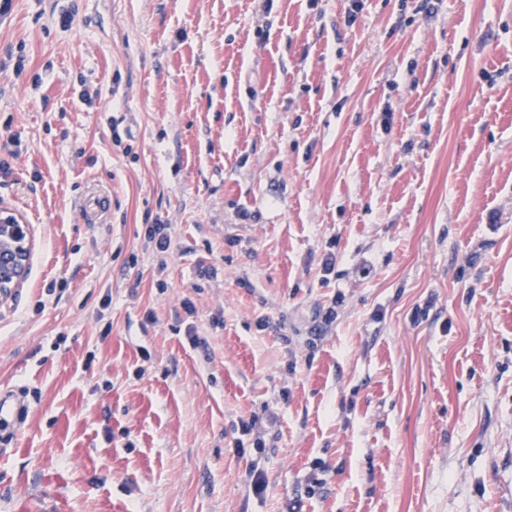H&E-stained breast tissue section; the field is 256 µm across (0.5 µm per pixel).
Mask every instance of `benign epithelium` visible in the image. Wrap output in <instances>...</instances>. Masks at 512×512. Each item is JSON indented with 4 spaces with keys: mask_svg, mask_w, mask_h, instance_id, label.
<instances>
[{
    "mask_svg": "<svg viewBox=\"0 0 512 512\" xmlns=\"http://www.w3.org/2000/svg\"><path fill=\"white\" fill-rule=\"evenodd\" d=\"M31 225L0 209V305L13 300L28 279Z\"/></svg>",
    "mask_w": 512,
    "mask_h": 512,
    "instance_id": "1",
    "label": "benign epithelium"
}]
</instances>
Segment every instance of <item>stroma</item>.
Masks as SVG:
<instances>
[{
  "label": "stroma",
  "instance_id": "35a3bbf8",
  "mask_svg": "<svg viewBox=\"0 0 512 512\" xmlns=\"http://www.w3.org/2000/svg\"><path fill=\"white\" fill-rule=\"evenodd\" d=\"M423 4L0 13V512H512V0ZM31 226L0 209V305L12 301L28 279L33 244Z\"/></svg>",
  "mask_w": 512,
  "mask_h": 512
}]
</instances>
